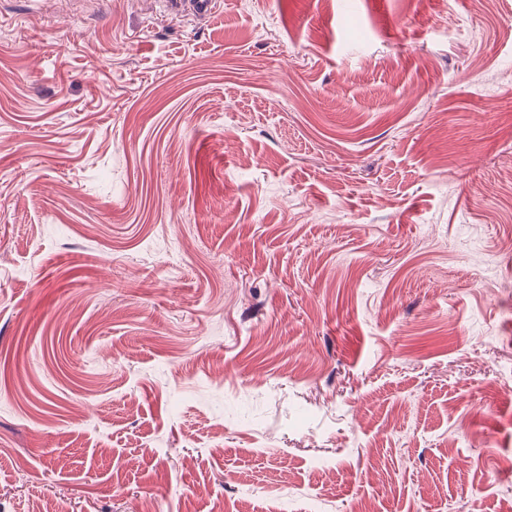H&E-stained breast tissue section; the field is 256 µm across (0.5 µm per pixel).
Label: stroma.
<instances>
[{"mask_svg": "<svg viewBox=\"0 0 512 512\" xmlns=\"http://www.w3.org/2000/svg\"><path fill=\"white\" fill-rule=\"evenodd\" d=\"M511 126L512 0H0V512H503ZM219 2L218 0H179L173 4L178 12L191 15L195 19L207 20L217 10Z\"/></svg>", "mask_w": 512, "mask_h": 512, "instance_id": "obj_1", "label": "stroma"}]
</instances>
